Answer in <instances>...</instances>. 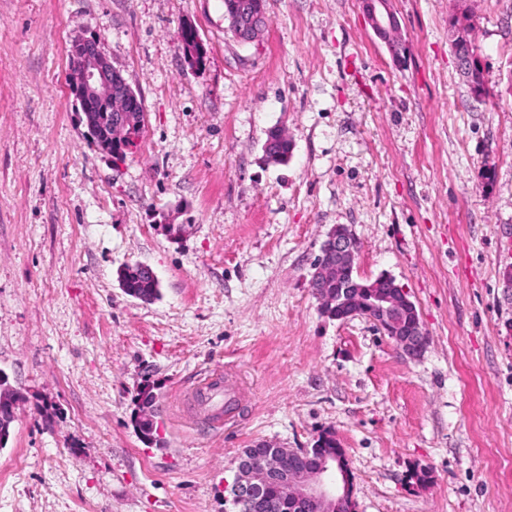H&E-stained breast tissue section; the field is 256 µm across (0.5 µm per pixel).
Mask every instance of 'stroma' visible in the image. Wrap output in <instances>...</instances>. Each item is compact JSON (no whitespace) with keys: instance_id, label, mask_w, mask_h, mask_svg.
Masks as SVG:
<instances>
[{"instance_id":"obj_1","label":"stroma","mask_w":512,"mask_h":512,"mask_svg":"<svg viewBox=\"0 0 512 512\" xmlns=\"http://www.w3.org/2000/svg\"><path fill=\"white\" fill-rule=\"evenodd\" d=\"M391 4L398 58L362 0H265L246 45L224 0H0V370L24 397L0 512H231L242 449L327 431L355 512H512V0ZM461 13L479 98L452 47ZM81 34L144 103L119 163L68 94ZM274 127L284 164L263 158ZM339 225L358 278L406 289L420 356L321 313L309 282ZM136 263L154 302L118 282ZM211 374L240 389L218 428L193 397ZM146 389L160 448L135 428ZM178 42L182 50L185 62L190 66H196L204 60L206 50L196 28L192 37L178 36Z\"/></svg>"}]
</instances>
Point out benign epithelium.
Instances as JSON below:
<instances>
[{
    "label": "benign epithelium",
    "instance_id": "benign-epithelium-1",
    "mask_svg": "<svg viewBox=\"0 0 512 512\" xmlns=\"http://www.w3.org/2000/svg\"><path fill=\"white\" fill-rule=\"evenodd\" d=\"M368 23L377 38L389 49L399 40V24L390 8V0H364ZM224 19L242 43H250L268 24L264 0L235 2L224 9ZM185 62L196 66L206 50L199 36H178ZM68 78L69 94L77 110L85 116L87 134L98 139L101 148L113 153V147L126 142L133 130L143 128L144 109L140 96L102 55L98 39L91 36L75 40ZM112 112L114 118L105 132L100 131L97 113ZM356 246L349 230L336 226L321 247L311 285L326 315L347 320L362 315L386 328L408 355L424 351L427 337L420 320H408L414 304L407 292L395 285L387 292L359 284L352 277ZM19 392L8 377L0 373V415L14 412ZM325 435L313 449H289L256 444L245 449L230 488L232 503L244 512H279L287 504L291 512H354L353 475L342 448L327 450ZM280 489V500L268 495V487Z\"/></svg>",
    "mask_w": 512,
    "mask_h": 512
}]
</instances>
